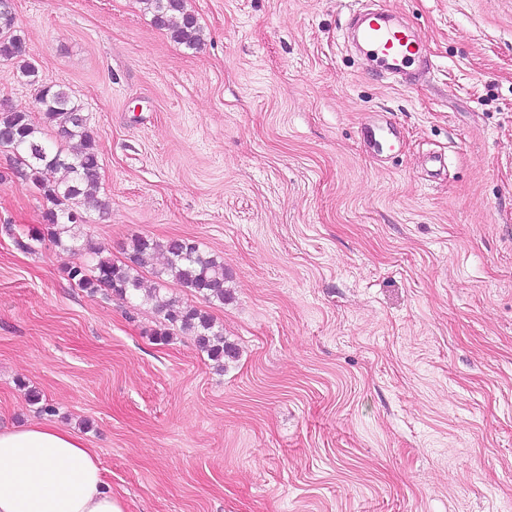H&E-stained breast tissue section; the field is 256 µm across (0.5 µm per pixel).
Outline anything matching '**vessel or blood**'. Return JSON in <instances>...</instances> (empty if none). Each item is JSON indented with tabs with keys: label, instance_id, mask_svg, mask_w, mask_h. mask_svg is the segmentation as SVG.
I'll list each match as a JSON object with an SVG mask.
<instances>
[{
	"label": "vessel or blood",
	"instance_id": "1",
	"mask_svg": "<svg viewBox=\"0 0 512 512\" xmlns=\"http://www.w3.org/2000/svg\"><path fill=\"white\" fill-rule=\"evenodd\" d=\"M357 43L365 53L386 73L409 76L416 61L427 53L426 47L414 30L400 22L394 12L381 7L375 10L356 11ZM394 126L383 128L366 125L363 137L370 149L383 150L386 144L397 139Z\"/></svg>",
	"mask_w": 512,
	"mask_h": 512
}]
</instances>
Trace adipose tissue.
I'll use <instances>...</instances> for the list:
<instances>
[{
	"label": "adipose tissue",
	"mask_w": 512,
	"mask_h": 512,
	"mask_svg": "<svg viewBox=\"0 0 512 512\" xmlns=\"http://www.w3.org/2000/svg\"><path fill=\"white\" fill-rule=\"evenodd\" d=\"M0 512H125L93 449L72 431L36 422L0 428Z\"/></svg>",
	"instance_id": "ef3b65f1"
}]
</instances>
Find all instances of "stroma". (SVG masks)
I'll list each match as a JSON object with an SVG mask.
<instances>
[{"label":"stroma","mask_w":512,"mask_h":512,"mask_svg":"<svg viewBox=\"0 0 512 512\" xmlns=\"http://www.w3.org/2000/svg\"><path fill=\"white\" fill-rule=\"evenodd\" d=\"M380 4L424 39L401 85L347 39ZM199 45L142 0H15L29 58L80 103L104 208L82 240L223 257L206 308L240 355L156 339L154 302L88 295L76 257L14 233L45 202L0 148V425L95 448L126 512H512V0H185ZM0 107L40 120L0 60ZM400 139L371 152L360 125ZM445 167L432 172L429 156Z\"/></svg>","instance_id":"35a3bbf8"}]
</instances>
